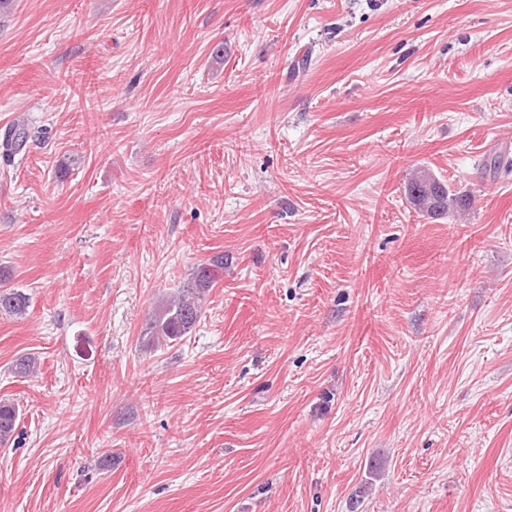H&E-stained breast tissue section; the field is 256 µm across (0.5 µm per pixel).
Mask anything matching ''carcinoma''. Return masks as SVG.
Instances as JSON below:
<instances>
[{
    "mask_svg": "<svg viewBox=\"0 0 512 512\" xmlns=\"http://www.w3.org/2000/svg\"><path fill=\"white\" fill-rule=\"evenodd\" d=\"M29 131L23 123H13L0 132V156L14 158L25 148ZM408 195L416 208L431 218H442L450 210L466 211L472 198L451 192L448 185L425 170L417 172L407 186ZM224 269V255L218 254L196 268L190 281L175 295L160 300L154 307L142 336L147 343L175 342L188 335L201 317V302L205 291L214 285ZM11 275L0 269V313L22 318L29 308V297L14 287L7 286ZM19 417L18 408L0 402V444L14 435Z\"/></svg>",
    "mask_w": 512,
    "mask_h": 512,
    "instance_id": "1",
    "label": "carcinoma"
}]
</instances>
